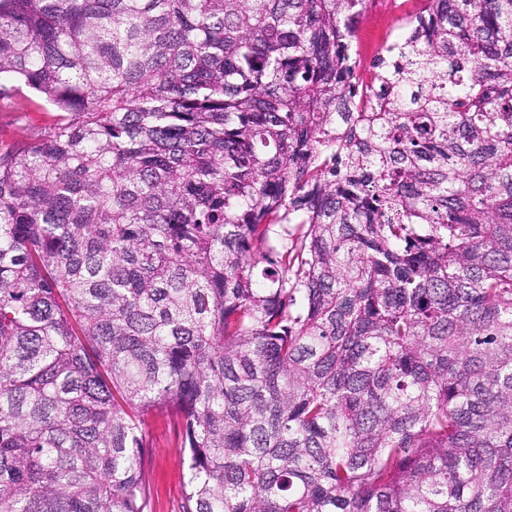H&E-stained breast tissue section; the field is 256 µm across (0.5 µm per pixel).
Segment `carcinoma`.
<instances>
[{
  "label": "carcinoma",
  "mask_w": 512,
  "mask_h": 512,
  "mask_svg": "<svg viewBox=\"0 0 512 512\" xmlns=\"http://www.w3.org/2000/svg\"><path fill=\"white\" fill-rule=\"evenodd\" d=\"M0 0V512H512V0ZM368 1V2H367ZM389 2L372 5L370 0H366L365 8L359 18L370 29L386 24L388 26V37L394 41L401 33V24L403 13L400 11L399 3L402 0H386ZM37 105L19 112L11 107H1L0 102V147L12 145L43 130L54 119L51 106L39 97ZM146 431L153 444L148 472L152 512H180L187 464L177 429L170 417L155 415Z\"/></svg>",
  "instance_id": "carcinoma-1"
}]
</instances>
